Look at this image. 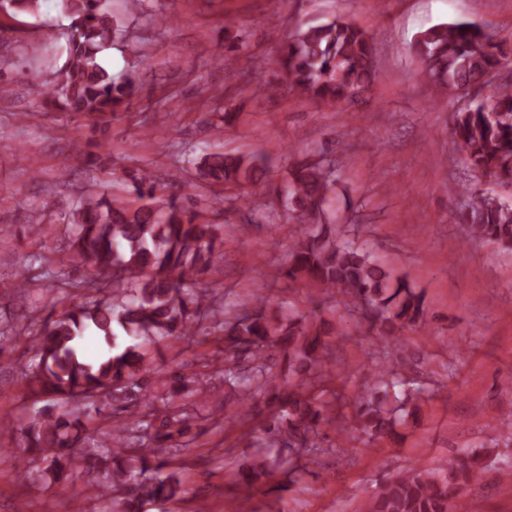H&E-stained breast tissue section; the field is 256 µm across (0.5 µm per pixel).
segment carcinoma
<instances>
[{
    "label": "carcinoma",
    "mask_w": 512,
    "mask_h": 512,
    "mask_svg": "<svg viewBox=\"0 0 512 512\" xmlns=\"http://www.w3.org/2000/svg\"><path fill=\"white\" fill-rule=\"evenodd\" d=\"M39 7L40 0H0V11L7 14H33ZM61 7L70 19L66 60L39 92L41 108L97 119L112 116L141 88L136 70L115 77L101 61L120 20L103 0H61ZM413 50L440 92L475 89L512 63V46L493 42L473 22L435 25L415 38ZM271 65L293 92L328 108L353 102L376 78L370 37L344 16L298 26ZM451 136L475 179L512 184L511 94L501 92L457 110ZM336 171L331 162L306 161L291 167L283 185L273 186L255 159L211 152L204 155L198 175L210 185L245 188L249 195L273 194L294 223L321 225L294 240L286 275L353 300L387 344L401 327L424 321V300L414 286L392 278L368 252L329 228L325 207ZM130 180L128 195L109 199L89 193L69 212L68 250L56 262L91 270V276L66 283L88 300L49 313L39 333L29 337L35 362L24 380L28 392L45 405L26 424L5 422L7 429L19 431L23 452L49 459L42 475L47 482L64 481L78 466L80 457L60 449L79 440L82 418L103 412L104 400L153 406L155 369L148 346L189 340L199 332L198 322L217 315L207 289L192 284L218 271L224 240L211 231L192 198L168 192L182 187L180 174H172L167 184L147 174ZM448 195L460 198V221L471 236L512 252L511 205L476 186H452ZM219 327L224 358H216L214 371L237 395L236 403L249 405L259 391L269 395L278 408L266 415L265 432L275 444L291 451L315 450L309 432L321 421H336L334 404L341 398L324 389L334 380L323 364L324 323L315 314L284 320L257 306L223 319ZM277 353L288 356V373L295 380L289 386L270 367ZM369 378L353 401L358 430L391 434L397 421L380 392L399 385L414 402L421 388L391 364L377 365ZM198 385L195 373L177 372L166 382L173 394L193 386L204 401L206 391ZM186 431L182 419L170 413L159 418L151 411L126 414L100 430L102 448L115 462L102 486L111 499L109 512H142L146 503L180 492L178 478L161 474L164 463L143 442L175 440ZM486 471L477 456L450 457L440 472L414 467L387 479L364 501L362 512H449L450 504L479 485Z\"/></svg>",
    "instance_id": "carcinoma-1"
}]
</instances>
